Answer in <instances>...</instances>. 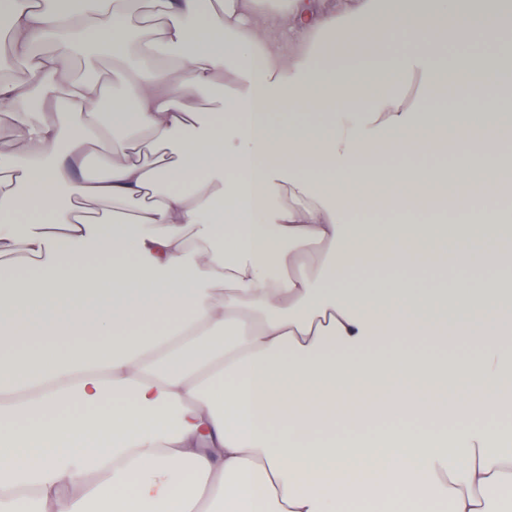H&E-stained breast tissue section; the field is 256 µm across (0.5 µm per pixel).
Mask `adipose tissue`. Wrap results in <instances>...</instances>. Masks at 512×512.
<instances>
[{
  "instance_id": "1",
  "label": "adipose tissue",
  "mask_w": 512,
  "mask_h": 512,
  "mask_svg": "<svg viewBox=\"0 0 512 512\" xmlns=\"http://www.w3.org/2000/svg\"><path fill=\"white\" fill-rule=\"evenodd\" d=\"M63 2L0 0L26 69L0 80V122L24 145L0 153V512L512 504V448L482 425L512 409V280L418 285L512 265L497 236L478 251L469 235L512 201L496 118L512 48L484 50L503 22L458 26L466 0ZM135 15L164 63L108 93L73 74L87 48L127 57ZM452 40L472 52L448 58ZM219 81L217 110L199 107ZM452 87L488 119L451 137L429 105ZM454 145V171L433 165ZM91 157L103 174L66 179ZM448 177L464 231L444 250L413 217L437 212L429 189ZM75 196L111 210L88 220ZM352 267L398 276L337 287ZM451 343L475 357L430 351ZM383 377L417 384L351 395ZM383 416L400 423L355 439Z\"/></svg>"
}]
</instances>
